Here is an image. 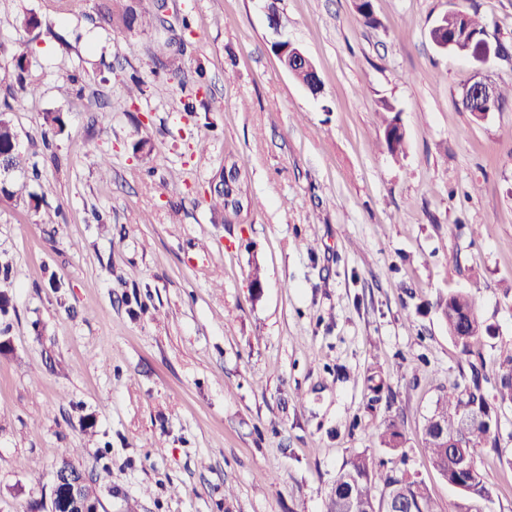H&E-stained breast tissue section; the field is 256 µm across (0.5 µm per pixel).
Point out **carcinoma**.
<instances>
[{"mask_svg":"<svg viewBox=\"0 0 512 512\" xmlns=\"http://www.w3.org/2000/svg\"><path fill=\"white\" fill-rule=\"evenodd\" d=\"M448 27V37L462 36L465 30L484 31V26L476 15L455 11L442 19ZM23 58H18L14 72L0 71V83L6 81L16 84L24 96L33 95L36 88L23 82ZM12 106L4 105L0 109V156L6 167L12 171H22L27 167L28 158L18 149L17 132L7 111ZM385 126L380 143L387 151L397 156L405 150V136L395 137L389 133L397 129L398 116L384 120ZM240 189L236 178L230 177V184L224 190H216L212 197V207L222 208L226 212H236L240 202ZM443 322L448 327V336L462 348L468 356H477V345L483 333L489 331L478 314L475 297L465 291L451 292L437 301ZM468 384L461 387L453 385L436 401L433 414L441 421L432 425L425 423L423 438L433 467L448 482V485L461 491V499L448 509V512H481L479 505L486 500L487 482L478 464L475 463L473 450L486 443L491 436V407L486 399L484 384L489 378L482 373V368L470 364ZM494 384L498 390L500 403L512 404V349H508L494 375ZM379 443L394 454H403V433L397 423L393 422L385 430L377 433ZM342 491L328 494L325 512H376L381 507L382 499L375 494V485L383 483L385 491L396 487L406 500L408 512H434L431 499L425 489L405 474L402 469L383 470V463L374 457L359 452L352 455L343 464L336 475Z\"/></svg>","mask_w":512,"mask_h":512,"instance_id":"1","label":"carcinoma"}]
</instances>
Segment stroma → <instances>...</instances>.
I'll use <instances>...</instances> for the list:
<instances>
[{
    "instance_id": "stroma-1",
    "label": "stroma",
    "mask_w": 512,
    "mask_h": 512,
    "mask_svg": "<svg viewBox=\"0 0 512 512\" xmlns=\"http://www.w3.org/2000/svg\"><path fill=\"white\" fill-rule=\"evenodd\" d=\"M372 3L370 25L357 0H0V67L25 55L38 87L1 85L0 105L21 149L50 141L29 196L0 197V512L48 496L64 459L109 467L104 512H324L363 450L436 512L459 501L422 428L470 375L440 297L475 294L487 373L512 348V99L483 119L461 102L475 77L512 83V0ZM451 9L478 13L496 54L438 49ZM280 35L320 97L281 66ZM384 100L397 157L376 144ZM47 112L63 133L45 136ZM231 158L251 205L228 224L210 197ZM485 394L484 512H512V404ZM393 422L402 458L374 436ZM273 46L288 74L294 77L307 74L308 80L304 87L314 97H318L322 93L321 80L314 63L305 51L288 39L277 40ZM382 112H396L395 115L390 119H385L383 136H380V143L383 145L387 151L394 156H397L404 152L405 150V136L404 133L400 135H396L395 137L389 136L390 132H393L397 129L398 116L399 112L396 111V108L389 102L383 101L381 104Z\"/></svg>"
}]
</instances>
